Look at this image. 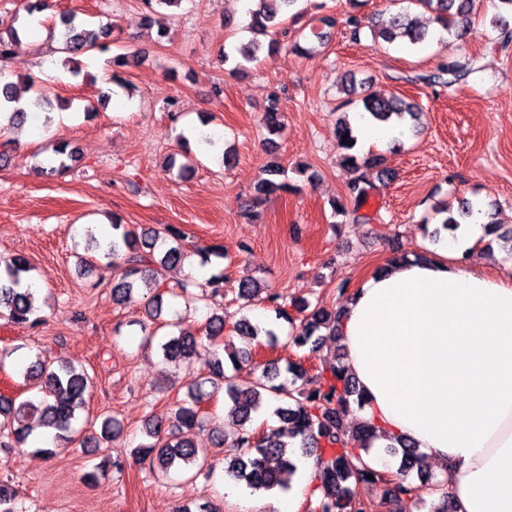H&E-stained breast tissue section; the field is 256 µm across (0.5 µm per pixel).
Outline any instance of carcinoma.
Segmentation results:
<instances>
[{
  "mask_svg": "<svg viewBox=\"0 0 512 512\" xmlns=\"http://www.w3.org/2000/svg\"><path fill=\"white\" fill-rule=\"evenodd\" d=\"M182 0H144L148 10L145 23L155 22L158 9L181 3ZM299 0H256L257 8L250 10V28L254 37L235 45L233 51L223 52L224 63L233 64L232 70L239 71L259 60L263 49L273 52L278 42L272 40L268 46L258 36L272 29L280 30L285 38V46L295 53H304L308 48L295 38H288V29L283 27V16ZM410 3L434 14L442 30L450 36L473 31L471 14L474 0H410ZM19 13L10 15L9 23L0 18V62L12 59V44L19 39L16 23ZM112 29L108 26L94 28L77 22V15L65 12L59 22L49 30L50 37L61 41L62 52L68 54L66 64L68 72L77 77L81 74V61L78 57L93 52H105L109 49ZM374 35L385 42L393 43L400 38L416 45L426 41L431 33L418 25L416 16L411 13L398 12L383 19L374 30ZM141 53H118L106 61L110 68V81L122 85L117 70L127 67L130 58H138ZM473 71L472 61H452L439 68L440 74L455 79L468 76ZM359 101L363 111L379 122L391 118L404 120L418 119L422 113L419 105L400 97H385L382 94L365 89L360 93ZM20 97L12 82L0 85V110L11 111L10 125L24 119L26 110L19 106ZM280 96L277 91L269 94V104L262 117V124L268 135L278 137L284 127L280 111ZM337 147L341 151V163L358 175L347 185L345 199L331 201L335 215L351 219L354 224H366L371 217L360 213L368 199V187L371 182L366 171L381 164V158H360L354 153L356 137L350 124L344 122L336 128ZM284 169L277 160L268 161L262 168L254 186L256 198L267 197L286 188L280 180ZM494 205H489L487 215V233L496 234L512 240V228L505 229L494 217ZM474 212L473 202L465 197L457 199V206H446L442 225L453 229L466 222ZM114 234L112 238L100 241L92 228H87L93 249L103 253V258L115 265H123L121 279L112 287V297L120 302L139 286L148 288L150 294L148 313L153 319L161 316L163 296L168 293L177 296L188 293V285L181 284L179 290L161 291L157 283L147 274V266L153 262L177 267L184 263L187 253L178 245L183 238L182 230L169 224L163 230H143L138 232L128 228L122 219L114 214L111 222ZM173 240L174 245L155 253L158 244ZM3 272L0 273V314L11 322H26L32 315L30 288L24 287L32 266L27 257L12 255L0 260ZM238 299L241 308L248 309L258 302L272 306L276 316L288 321L290 330L288 341L297 348L320 350L326 340L336 339L340 309L329 310L318 304L304 301L295 305L301 318H294L287 307L279 303V296L268 286L252 279H244L238 285ZM236 334L247 340V346L237 352L228 353L232 369L237 371L252 363L253 348L259 346L273 347L278 335L272 329L260 330L252 324L247 316L229 322L224 314L213 311L205 326L206 337L202 338L190 331L178 328L159 342L163 358L176 363L197 358L201 360L206 373L200 374L188 383L187 399L178 400L171 409L167 426L160 422L148 424L145 440L133 449L132 454L139 462L147 461L150 466L167 473L179 465L188 473L214 470L209 462V449L191 438V434L208 426L207 418L200 410V404L209 393L205 384L212 388L224 389V396L231 408L229 412L231 431L221 432L212 428L216 441L231 440V447L238 453L224 459V472L233 480L245 484L254 491H270L283 488L296 472L294 459L297 455L315 457L318 484L314 512H363L362 504L351 493V485L365 483L381 488L384 499L402 504V512H413L424 505H429L428 512H456L455 505L442 490V484L433 475L421 468L423 456L416 446L407 439L397 441L389 446V453L400 456V462L393 481L383 478V471L366 459L368 449L378 438L375 427L362 420L354 428L344 425L345 417L353 411V405H361L362 399L355 380L345 369V355H338L337 361L326 368L327 375L312 389L298 385L304 376L303 370L294 365H287L285 373L291 377L280 378L281 372L274 373L263 368L258 383L249 389H241L234 382V375L226 372L224 360L219 357L217 339L224 333ZM23 375L42 380L41 395L24 397L22 395H0V418L3 425L10 429L15 447L26 444L31 430L28 421L39 418L47 427L76 434L74 423L85 410V394L93 384L90 374L71 365L53 366L42 356L23 366ZM273 400L280 403L276 408L277 416L288 425V435L275 429L259 432L253 427L254 416L263 403ZM116 420L105 418L101 423L100 434L96 443L106 444L119 434ZM372 478H366V475Z\"/></svg>",
  "mask_w": 512,
  "mask_h": 512,
  "instance_id": "carcinoma-1",
  "label": "carcinoma"
}]
</instances>
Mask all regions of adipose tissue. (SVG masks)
I'll list each match as a JSON object with an SVG mask.
<instances>
[{
    "label": "adipose tissue",
    "mask_w": 512,
    "mask_h": 512,
    "mask_svg": "<svg viewBox=\"0 0 512 512\" xmlns=\"http://www.w3.org/2000/svg\"><path fill=\"white\" fill-rule=\"evenodd\" d=\"M473 213L426 257L366 276L344 304L339 340L381 435L411 439L448 472L457 512H512V270L482 267Z\"/></svg>",
    "instance_id": "obj_1"
}]
</instances>
